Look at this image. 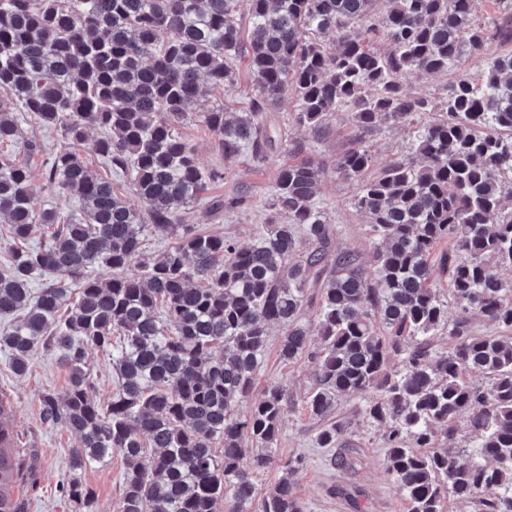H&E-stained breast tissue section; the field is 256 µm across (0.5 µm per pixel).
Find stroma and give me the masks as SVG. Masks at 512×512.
Here are the masks:
<instances>
[{
    "label": "stroma",
    "instance_id": "35a3bbf8",
    "mask_svg": "<svg viewBox=\"0 0 512 512\" xmlns=\"http://www.w3.org/2000/svg\"><path fill=\"white\" fill-rule=\"evenodd\" d=\"M508 52H512V43L494 45L487 53L465 57L458 68L439 74L409 75L405 86L411 93L435 101L444 95L446 86L458 73L480 79L488 70L490 57ZM272 114L286 142L276 145L261 164L254 163L246 154L224 161L216 151L212 132L200 120L180 127L179 133L194 147L200 167L215 174L200 201L187 208L186 223L232 239L238 245H249L265 224L276 218L270 197L277 169L300 161V154L294 153L291 145L305 141L310 145V156L324 169L317 202L330 222L329 239L323 247L326 265H334L337 253L350 250L359 255L367 270H374L377 242L370 232L368 217L354 206L358 186L336 172V160L352 140L350 111L334 112L316 139L297 123L292 96H284ZM19 120L26 136L43 146L42 153L27 161L35 208L73 211L77 207L74 194L51 189L42 176L49 155L62 144L59 133L40 127L24 113ZM412 138L413 130L408 126L388 125L374 133L369 145L375 169L406 156ZM234 197L242 198V205L217 213L211 211V200ZM280 338V328H270L266 355L254 381V394H261L269 384L276 383L288 400L272 461L253 477L256 499H263L275 486L285 462L298 459L302 466L291 480L303 512H406L401 493L384 470L386 428L366 417L364 395L341 398L326 417L313 416L305 401L315 382L316 364L307 356L283 361L279 356ZM67 381V371L53 354L38 352L27 372L17 376L0 353V403L5 406L0 418L13 430L16 448L37 455L35 486L27 492L28 512H72L69 502L59 493V485L71 474V452L78 441L65 426L44 424L39 416L40 395L62 391ZM332 423L343 429L341 442L333 448L319 447L318 434ZM123 472V460L117 455L80 471L81 481L95 492L96 512H116Z\"/></svg>",
    "mask_w": 512,
    "mask_h": 512
}]
</instances>
